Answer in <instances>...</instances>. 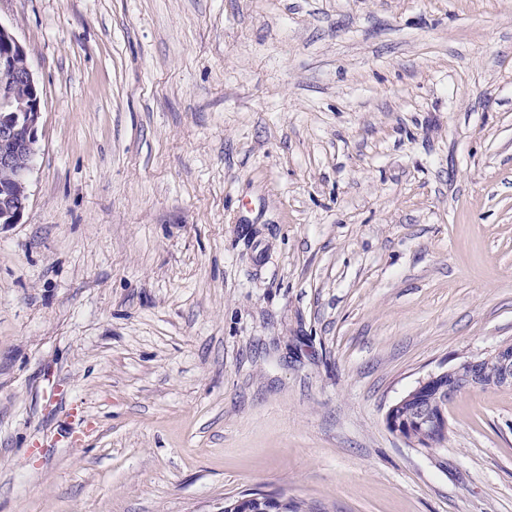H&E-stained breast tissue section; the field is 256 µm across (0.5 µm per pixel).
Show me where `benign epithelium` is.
Returning <instances> with one entry per match:
<instances>
[{
  "mask_svg": "<svg viewBox=\"0 0 512 512\" xmlns=\"http://www.w3.org/2000/svg\"><path fill=\"white\" fill-rule=\"evenodd\" d=\"M19 59H27L25 48L0 24V224H17L23 216L42 118L40 88L30 65L17 68ZM489 367L494 375L488 379ZM475 387H512L511 341L484 356L463 354L453 365L429 373L388 408L386 424L415 448L422 443L435 446L447 435L448 418L422 394L432 391L449 404Z\"/></svg>",
  "mask_w": 512,
  "mask_h": 512,
  "instance_id": "benign-epithelium-1",
  "label": "benign epithelium"
}]
</instances>
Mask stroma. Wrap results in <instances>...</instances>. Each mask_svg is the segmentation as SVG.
<instances>
[{"mask_svg":"<svg viewBox=\"0 0 512 512\" xmlns=\"http://www.w3.org/2000/svg\"><path fill=\"white\" fill-rule=\"evenodd\" d=\"M43 119L0 224V512H512V0H0ZM488 367L494 375L486 379ZM475 387H512V342L498 345L494 352L484 356L463 354L449 367H441L420 379L416 386L395 401L386 412L390 431L415 448H425L420 443L435 446L448 432V418L442 410L423 399L422 394L432 391L437 400L447 406L461 393Z\"/></svg>","mask_w":512,"mask_h":512,"instance_id":"35a3bbf8","label":"stroma"}]
</instances>
